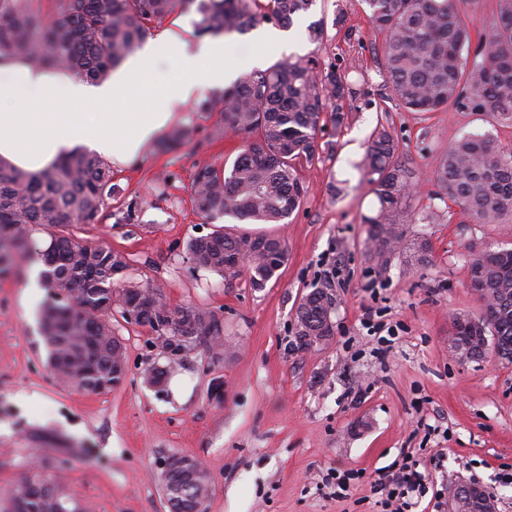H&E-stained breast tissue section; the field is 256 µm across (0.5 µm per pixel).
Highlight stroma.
Masks as SVG:
<instances>
[{"instance_id": "1", "label": "stroma", "mask_w": 512, "mask_h": 512, "mask_svg": "<svg viewBox=\"0 0 512 512\" xmlns=\"http://www.w3.org/2000/svg\"><path fill=\"white\" fill-rule=\"evenodd\" d=\"M367 14L364 0H316L294 20L293 57L334 60L370 81L352 101L343 132H319V141L336 139V150L303 170V206L269 227L285 240L288 260L265 288H252L244 274L195 269L187 256V243L210 231L190 200L195 173L232 162L244 144L217 133L214 112L184 107L175 124L190 137L170 150L143 146L132 162L114 165L116 198L98 223L71 227L111 247L127 264L124 277L160 289L170 305L223 318V357L198 347L155 386L149 373L166 360L151 346L149 327L116 316L112 331L125 345L127 379L108 393L83 391L51 372L41 328L30 319L58 298L53 288L26 289L48 236L35 235L19 267L0 275V512L34 464L59 476L87 512H170L159 474L174 454L204 465L205 512H380L371 484L407 451L428 486L413 512H448V488L462 479L493 495L497 512H512V484L504 479L512 473V363L491 350L464 362L448 353L453 317L480 309L468 286L471 249L512 248V223H461L433 195L450 142L474 133L510 148L512 127L465 109L426 116L394 102L377 109L383 40ZM318 20L320 43L307 35ZM380 123L416 175L402 230L405 240L429 239L422 267L398 255L382 265L368 253L364 219L377 201L353 163ZM315 287L334 297L333 333L303 348L295 311ZM369 307L397 328L381 359L361 324ZM337 469L362 473L343 498L322 483Z\"/></svg>"}]
</instances>
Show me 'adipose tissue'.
<instances>
[{"mask_svg":"<svg viewBox=\"0 0 512 512\" xmlns=\"http://www.w3.org/2000/svg\"><path fill=\"white\" fill-rule=\"evenodd\" d=\"M260 56L226 63L222 38L189 46L176 37L145 42L98 86L57 70L0 58V159L27 172L83 145L118 163L172 123L199 89L232 84Z\"/></svg>","mask_w":512,"mask_h":512,"instance_id":"ef3b65f1","label":"adipose tissue"}]
</instances>
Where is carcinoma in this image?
Segmentation results:
<instances>
[{
  "label": "carcinoma",
  "mask_w": 512,
  "mask_h": 512,
  "mask_svg": "<svg viewBox=\"0 0 512 512\" xmlns=\"http://www.w3.org/2000/svg\"><path fill=\"white\" fill-rule=\"evenodd\" d=\"M316 0H0V57L18 58L34 68L65 70L91 83L110 77L151 35L155 25L176 13L197 15L194 32L203 36L245 34L261 23L291 27L295 16ZM372 27L384 34L380 74L387 99L424 115L450 107L487 112L512 125V0H497L495 22L471 47L466 21L456 0H364ZM349 71L331 62L284 59L254 69L235 85L195 105L197 112H217L222 129L243 136L245 145L232 164L200 168L191 183V200L205 223V236L190 240L187 252L195 267L235 274L224 257L255 247L244 266L251 286L263 288L278 266L266 245L281 248L272 235L236 236L220 220L235 217L256 224H283L307 194L302 171L323 149L318 133L331 125L341 133L349 115L346 99L356 94ZM399 145L390 129L375 128L357 167L369 176L377 200L371 225L370 254L379 261L399 254L406 265L429 262L430 242L418 239L403 247L401 224L416 185L414 172L398 159ZM109 162L83 147L63 155L40 173L0 162V273L17 262V250L37 233L50 238L41 252V279L64 288L60 300L46 306L40 325L52 371L90 393L112 391L115 342L112 311L135 290L148 294L137 321L154 336H172L191 327L184 307L162 300L157 288L119 282L128 264L112 248L75 236L73 224H95L117 192ZM435 196L457 206L464 224H500L512 219V147H501L478 134L448 145L435 172ZM469 287L478 294L476 328L457 329L460 340L483 356L489 347L512 362V248H475ZM334 299L324 288L306 293L296 309L295 330L318 335ZM13 512H57L66 494L53 476L31 471L16 484ZM183 500L208 488L207 476L179 482Z\"/></svg>",
  "instance_id": "obj_1"
}]
</instances>
